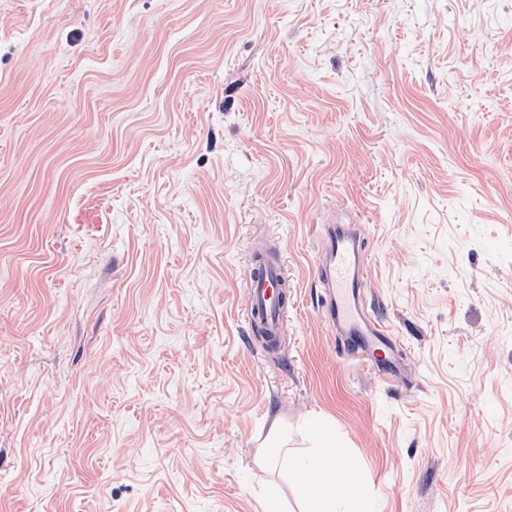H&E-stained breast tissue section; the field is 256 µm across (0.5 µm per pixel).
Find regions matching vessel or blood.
<instances>
[{
    "label": "vessel or blood",
    "mask_w": 512,
    "mask_h": 512,
    "mask_svg": "<svg viewBox=\"0 0 512 512\" xmlns=\"http://www.w3.org/2000/svg\"><path fill=\"white\" fill-rule=\"evenodd\" d=\"M321 247L315 274L322 286L320 307L343 348L357 355L360 366L397 381L399 344L377 313L362 304L360 289L372 273L357 232L337 234L335 223L320 227ZM247 322L267 335H280L288 320V279L281 258L245 272Z\"/></svg>",
    "instance_id": "1"
}]
</instances>
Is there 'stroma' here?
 Instances as JSON below:
<instances>
[{"label":"stroma","mask_w":512,"mask_h":512,"mask_svg":"<svg viewBox=\"0 0 512 512\" xmlns=\"http://www.w3.org/2000/svg\"><path fill=\"white\" fill-rule=\"evenodd\" d=\"M334 213L402 384L317 309ZM314 423L337 504L512 512V0H0V512H298ZM245 279L248 325L252 330L262 327L268 336H279L288 320V278L282 258L269 257L262 267H248Z\"/></svg>","instance_id":"stroma-1"}]
</instances>
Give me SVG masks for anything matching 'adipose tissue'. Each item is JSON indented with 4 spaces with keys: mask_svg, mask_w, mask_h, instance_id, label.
<instances>
[{
    "mask_svg": "<svg viewBox=\"0 0 512 512\" xmlns=\"http://www.w3.org/2000/svg\"><path fill=\"white\" fill-rule=\"evenodd\" d=\"M291 468L309 474L302 495L307 503L305 512H368V503L362 495L348 499L344 507H337L331 488L337 475L344 471L341 451L328 428H317L313 433V447L304 457L291 461Z\"/></svg>",
    "mask_w": 512,
    "mask_h": 512,
    "instance_id": "ef3b65f1",
    "label": "adipose tissue"
}]
</instances>
